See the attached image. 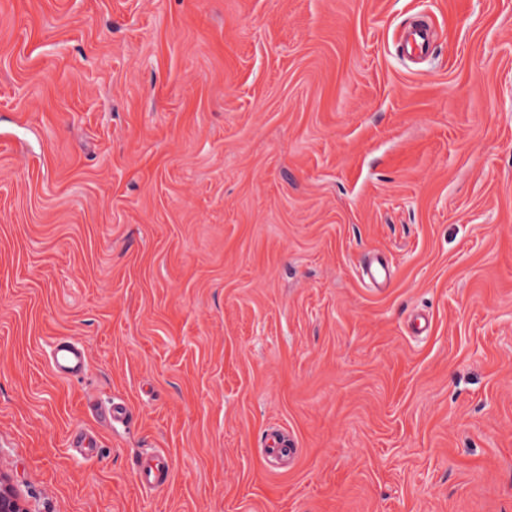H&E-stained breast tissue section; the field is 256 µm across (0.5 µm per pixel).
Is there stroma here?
Listing matches in <instances>:
<instances>
[{
    "mask_svg": "<svg viewBox=\"0 0 512 512\" xmlns=\"http://www.w3.org/2000/svg\"><path fill=\"white\" fill-rule=\"evenodd\" d=\"M0 451L36 512H512V0H0ZM433 41V31L424 22H418L407 28L403 34V50L410 56L429 55ZM391 275V264L386 256L375 254L366 261L362 268V279L366 276L369 285L373 288H383L387 285ZM49 365L60 378L73 380L82 377L88 366L83 345L71 336L56 337L50 346ZM99 415L114 429H117L118 426L126 428L131 419V412L127 403L120 398H113L107 406L100 408ZM266 440L268 442L266 451L270 457L284 459H290L296 452L292 439L288 436V433L280 429H272L266 434ZM137 473L139 484L143 490L146 492L159 491L169 485L172 467L163 452L154 450L146 452L141 458Z\"/></svg>",
    "mask_w": 512,
    "mask_h": 512,
    "instance_id": "obj_1",
    "label": "stroma"
}]
</instances>
